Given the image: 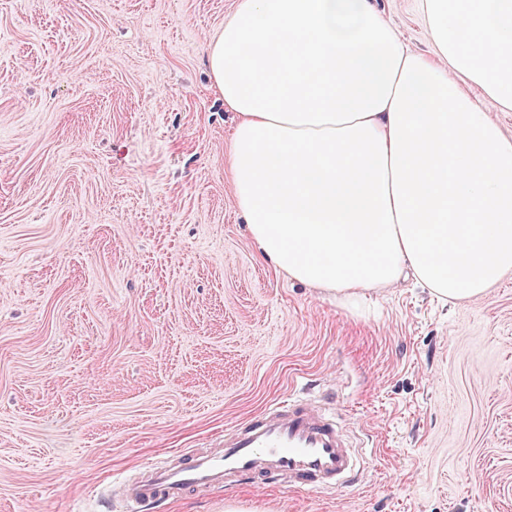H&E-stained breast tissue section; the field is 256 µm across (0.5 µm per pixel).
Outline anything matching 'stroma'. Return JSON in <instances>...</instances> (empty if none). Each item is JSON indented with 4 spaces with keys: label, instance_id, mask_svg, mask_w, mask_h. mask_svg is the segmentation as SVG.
<instances>
[{
    "label": "stroma",
    "instance_id": "35a3bbf8",
    "mask_svg": "<svg viewBox=\"0 0 512 512\" xmlns=\"http://www.w3.org/2000/svg\"><path fill=\"white\" fill-rule=\"evenodd\" d=\"M239 0H0V512H122L140 464L299 385L367 442L336 492L153 512H512V274L354 303L257 253L208 67ZM424 54L420 0H374Z\"/></svg>",
    "mask_w": 512,
    "mask_h": 512
}]
</instances>
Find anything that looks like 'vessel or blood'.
<instances>
[{
    "instance_id": "1",
    "label": "vessel or blood",
    "mask_w": 512,
    "mask_h": 512,
    "mask_svg": "<svg viewBox=\"0 0 512 512\" xmlns=\"http://www.w3.org/2000/svg\"><path fill=\"white\" fill-rule=\"evenodd\" d=\"M363 474L357 438L318 399L298 392L230 428L214 447L184 450L139 469L120 484L125 512L149 508L242 480L291 491L351 487Z\"/></svg>"
}]
</instances>
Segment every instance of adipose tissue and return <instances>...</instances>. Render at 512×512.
Here are the masks:
<instances>
[{"label": "adipose tissue", "instance_id": "obj_1", "mask_svg": "<svg viewBox=\"0 0 512 512\" xmlns=\"http://www.w3.org/2000/svg\"><path fill=\"white\" fill-rule=\"evenodd\" d=\"M433 56L372 0H241L209 68L261 258L359 298L411 271L449 302L512 271V0H421ZM472 96L478 101L480 106L491 113L494 119L500 124L502 131L506 136H512V112H499L496 104L486 99L478 88L471 87Z\"/></svg>", "mask_w": 512, "mask_h": 512}]
</instances>
